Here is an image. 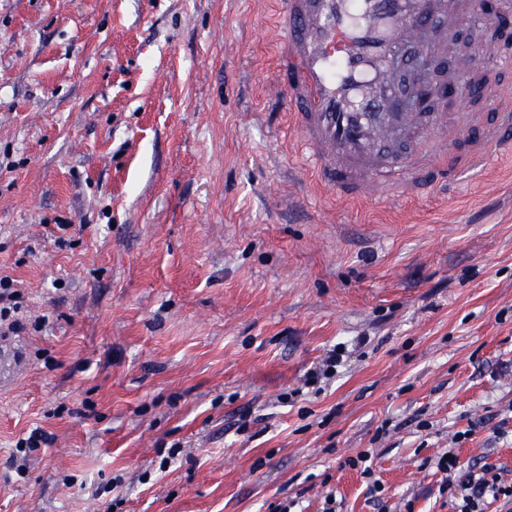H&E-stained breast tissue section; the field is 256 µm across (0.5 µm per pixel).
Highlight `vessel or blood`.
<instances>
[{"label":"vessel or blood","mask_w":512,"mask_h":512,"mask_svg":"<svg viewBox=\"0 0 512 512\" xmlns=\"http://www.w3.org/2000/svg\"><path fill=\"white\" fill-rule=\"evenodd\" d=\"M434 0H282L278 40L288 97L314 174L342 193L375 196L418 180L424 156L393 149L399 133L431 135L439 113L395 104V50L423 48Z\"/></svg>","instance_id":"b4317fda"}]
</instances>
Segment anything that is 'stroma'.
Returning a JSON list of instances; mask_svg holds the SVG:
<instances>
[{"mask_svg":"<svg viewBox=\"0 0 512 512\" xmlns=\"http://www.w3.org/2000/svg\"><path fill=\"white\" fill-rule=\"evenodd\" d=\"M277 10L0 0V512H453L450 449L512 480V148L461 179V136L397 202L325 186ZM473 37L459 15L434 54V84L486 82L452 131L512 112V50ZM13 282L8 278H0V325L9 321L8 328L12 330L23 329L21 321L14 317L19 309L17 291H14ZM344 353L345 348L343 346H335L332 350H329L321 363L307 373L304 386H313L315 394L322 392L324 388L321 385L317 388L314 387L317 386L319 382H325L322 381V379L330 380L336 376V368L342 363ZM328 370H331V373H328ZM50 441V435L46 431L37 428L17 440L15 444L17 454L13 455V467L18 476H22L24 473L25 462L29 454L36 448H45Z\"/></svg>","mask_w":512,"mask_h":512,"instance_id":"obj_1","label":"stroma"}]
</instances>
